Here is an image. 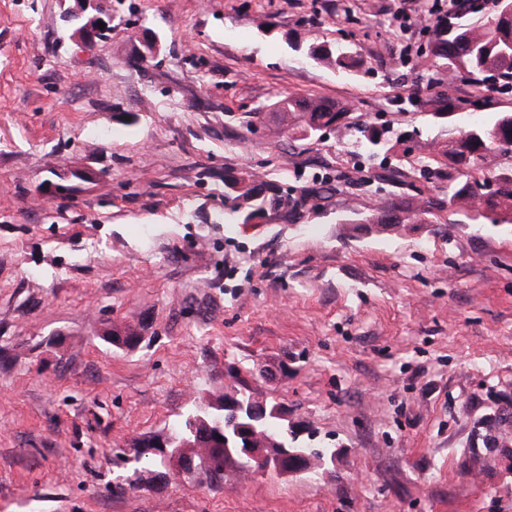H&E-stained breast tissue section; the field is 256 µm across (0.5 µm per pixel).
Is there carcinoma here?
Returning a JSON list of instances; mask_svg holds the SVG:
<instances>
[{"mask_svg":"<svg viewBox=\"0 0 512 512\" xmlns=\"http://www.w3.org/2000/svg\"><path fill=\"white\" fill-rule=\"evenodd\" d=\"M308 54L319 61L339 69H349L363 64L352 49L339 43H312ZM431 66L457 74L466 72L476 85L490 81L512 85V10H495L486 19L467 24L446 19L435 30L428 46ZM429 108L428 116L436 118L443 112L454 110L445 94L438 92L424 101ZM352 108L343 102L317 97H298L287 94L276 97L264 113L245 112L240 123L251 128L260 121L269 125L275 136L300 135L304 138L341 126L355 132V145L362 151L386 153L400 145L401 137L391 139L390 130L370 123L351 120ZM512 144V112H499L488 123L464 126L457 135L443 144L432 155L424 158L405 159L412 167L423 169L448 168L444 196L421 200L409 197L387 201L370 214L353 220L355 224H403L423 223L426 217L435 219L447 211L461 216L459 224H512V165L486 168L487 159L506 151L503 143ZM224 208L236 215V221L245 224L254 216L267 211L282 209L302 210L313 200L327 198L328 189L312 184L291 197L288 192L255 175L245 173L230 175L224 180ZM234 403L250 410L256 400L248 384L240 379L232 388ZM274 404H267L264 417L254 421L255 434L277 443L289 444L286 427L275 425L279 415L272 413ZM201 411L194 409L172 425L176 436H191L200 442L201 451L208 457L204 471L207 479L214 482L224 477L227 458L224 449L235 448L242 443L237 437L232 419H224L222 440L203 429H193ZM137 458L144 460L143 469L149 474L165 465L161 455L148 452L150 441L141 439L133 444Z\"/></svg>","mask_w":512,"mask_h":512,"instance_id":"1","label":"carcinoma"}]
</instances>
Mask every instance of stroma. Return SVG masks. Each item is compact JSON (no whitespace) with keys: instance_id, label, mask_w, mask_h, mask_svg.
<instances>
[{"instance_id":"stroma-1","label":"stroma","mask_w":512,"mask_h":512,"mask_svg":"<svg viewBox=\"0 0 512 512\" xmlns=\"http://www.w3.org/2000/svg\"><path fill=\"white\" fill-rule=\"evenodd\" d=\"M75 0H0V512H512V224L358 216L445 181L349 130H247L293 93L349 103L430 155L512 93L423 67L448 0H104L77 44ZM158 33L137 62V34ZM338 42L341 70L309 44ZM445 92V124L421 102ZM331 188L302 216L239 224L224 177ZM134 327V347L106 342ZM283 404L309 473L169 468L115 493L117 449L158 439L231 390ZM76 3L77 7L68 12L73 25L72 36L80 45L91 46L110 29L112 13L107 14L100 8V0H76ZM99 22H103V29H100ZM307 52L313 59L335 65L338 69H349L363 64L356 52L339 43H312L307 47Z\"/></svg>"}]
</instances>
